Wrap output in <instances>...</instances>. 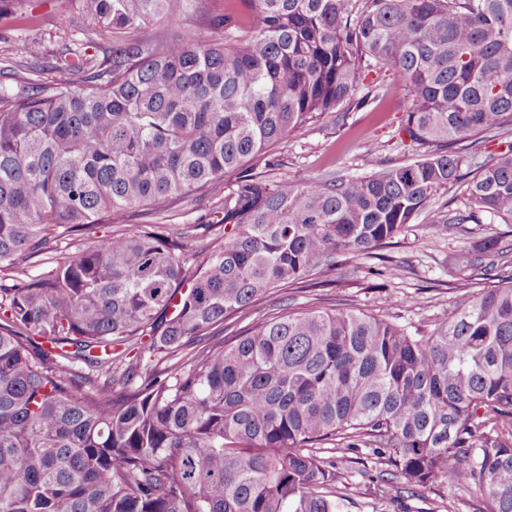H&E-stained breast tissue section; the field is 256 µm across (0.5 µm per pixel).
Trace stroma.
Listing matches in <instances>:
<instances>
[{
	"mask_svg": "<svg viewBox=\"0 0 512 512\" xmlns=\"http://www.w3.org/2000/svg\"><path fill=\"white\" fill-rule=\"evenodd\" d=\"M246 16L243 0H193L179 22L155 20L140 25L133 33L145 44L176 43L183 29L214 38L222 29L217 22L225 13ZM103 62L112 51L111 36L78 10L59 12L55 0H16L12 15L0 19V81L8 84L35 80L49 83L59 74L57 58L75 49ZM375 98L369 105L348 113L344 122L327 117L308 126L296 137L284 140L275 153L281 171L289 180L304 184L337 175L365 176L389 164L415 158L411 148L397 136L409 108V98L393 72L372 73L366 79ZM228 179H221L206 197L175 202L161 214L146 208L130 210L119 223L100 227V234L123 233L145 224H169L173 228L196 225L188 246L196 252L209 248L212 233L204 230L213 201L222 197ZM467 200V187L457 184L438 195L399 236L390 249L391 262L384 276L367 273L372 259L358 269H340L334 288H281L258 301L250 316L265 319L288 309L318 305L348 308L365 313L385 314L410 330L428 333L437 328L453 306L462 303L475 283L482 280L483 267H493L502 279L512 278V264L487 255L482 268L458 269L454 256L470 249L483 237L502 232L499 222L465 225L448 233L439 222L443 204L458 208ZM345 497L344 512H482L484 505L475 495L456 491L437 480L416 490L412 496L393 501L379 496L368 472L355 470L339 485Z\"/></svg>",
	"mask_w": 512,
	"mask_h": 512,
	"instance_id": "1",
	"label": "stroma"
}]
</instances>
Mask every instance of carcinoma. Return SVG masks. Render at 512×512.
<instances>
[{"instance_id": "obj_1", "label": "carcinoma", "mask_w": 512, "mask_h": 512, "mask_svg": "<svg viewBox=\"0 0 512 512\" xmlns=\"http://www.w3.org/2000/svg\"><path fill=\"white\" fill-rule=\"evenodd\" d=\"M177 2L57 0L112 35L111 59L0 85V512H343L361 448L391 468L386 498L442 478L512 512V280L429 336L311 309L186 353L275 288L384 260L464 179L448 231L512 224V144L486 162L460 146L512 126V0H250L219 40L128 37ZM385 68L411 101L399 132L429 153L306 185L245 169H279L273 146L367 105L356 92ZM228 175L201 263L166 224L97 236ZM484 253L512 258V233L463 263Z\"/></svg>"}]
</instances>
